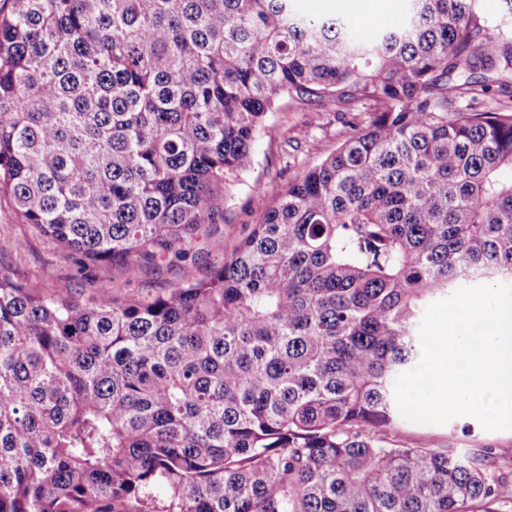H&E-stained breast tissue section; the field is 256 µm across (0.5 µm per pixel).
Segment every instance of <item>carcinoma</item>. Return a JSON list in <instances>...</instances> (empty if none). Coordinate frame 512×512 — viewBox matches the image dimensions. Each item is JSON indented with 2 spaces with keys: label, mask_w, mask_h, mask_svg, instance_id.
<instances>
[{
  "label": "carcinoma",
  "mask_w": 512,
  "mask_h": 512,
  "mask_svg": "<svg viewBox=\"0 0 512 512\" xmlns=\"http://www.w3.org/2000/svg\"><path fill=\"white\" fill-rule=\"evenodd\" d=\"M512 59L478 0L362 32L293 0H12L0 195L79 269L185 259L268 113L357 104L165 294L0 270V512H499L476 459L396 444L427 306L512 284Z\"/></svg>",
  "instance_id": "carcinoma-1"
}]
</instances>
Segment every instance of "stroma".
<instances>
[{
	"label": "stroma",
	"instance_id": "stroma-1",
	"mask_svg": "<svg viewBox=\"0 0 512 512\" xmlns=\"http://www.w3.org/2000/svg\"><path fill=\"white\" fill-rule=\"evenodd\" d=\"M367 2V8L351 9L345 7L343 0H297L296 7L305 14L351 18L359 25L379 30L403 23L408 0ZM267 121L279 129V138L256 142L250 167L240 173L224 202L223 223L202 227L193 258L172 261L158 271L138 267L118 271L102 264L81 274L54 242L22 223L9 198L1 197L0 243L14 244L15 249L9 260L0 259V270L17 269L30 281L68 296L89 293L102 281L111 282L114 294L124 295L135 290L159 294L184 281L207 278L213 264L241 240L247 220L244 208L249 200L280 178L292 177L300 167L319 163L344 140L345 127L331 103L320 109H299L284 100L269 113ZM396 439L411 446L447 448L452 453L482 460L500 482L502 512H512V466L502 465L503 458L512 459V430L488 431L470 416L457 417L442 425L405 420Z\"/></svg>",
	"mask_w": 512,
	"mask_h": 512
}]
</instances>
